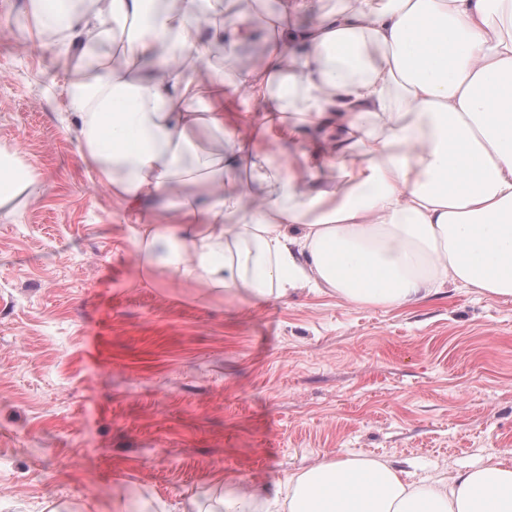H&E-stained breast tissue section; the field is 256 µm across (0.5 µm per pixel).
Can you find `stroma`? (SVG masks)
Returning a JSON list of instances; mask_svg holds the SVG:
<instances>
[{"label":"stroma","mask_w":512,"mask_h":512,"mask_svg":"<svg viewBox=\"0 0 512 512\" xmlns=\"http://www.w3.org/2000/svg\"><path fill=\"white\" fill-rule=\"evenodd\" d=\"M0 0V143L41 174L0 220V512H180L344 455L448 477L512 451V299H229L136 275L52 52Z\"/></svg>","instance_id":"1"}]
</instances>
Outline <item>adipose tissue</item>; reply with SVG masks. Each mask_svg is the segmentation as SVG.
Instances as JSON below:
<instances>
[{"label":"adipose tissue","instance_id":"obj_1","mask_svg":"<svg viewBox=\"0 0 512 512\" xmlns=\"http://www.w3.org/2000/svg\"><path fill=\"white\" fill-rule=\"evenodd\" d=\"M234 2L25 0L86 168L159 202L125 227L140 268L251 302L511 299L512 0ZM40 178L0 147L1 219ZM181 512H512V459L445 479L337 457Z\"/></svg>","mask_w":512,"mask_h":512}]
</instances>
